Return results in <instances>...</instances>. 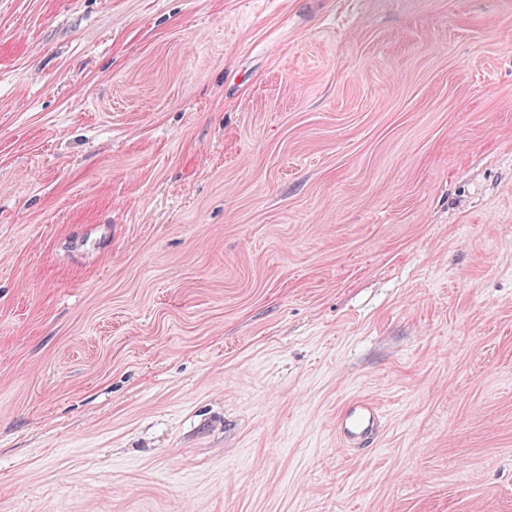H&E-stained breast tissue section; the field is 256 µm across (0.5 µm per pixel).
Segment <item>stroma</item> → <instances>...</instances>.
<instances>
[{"label": "stroma", "instance_id": "obj_1", "mask_svg": "<svg viewBox=\"0 0 512 512\" xmlns=\"http://www.w3.org/2000/svg\"><path fill=\"white\" fill-rule=\"evenodd\" d=\"M0 512H512V0H0ZM384 425V416L378 406L368 400L347 402L336 418V430L342 441L351 448L369 450Z\"/></svg>", "mask_w": 512, "mask_h": 512}]
</instances>
